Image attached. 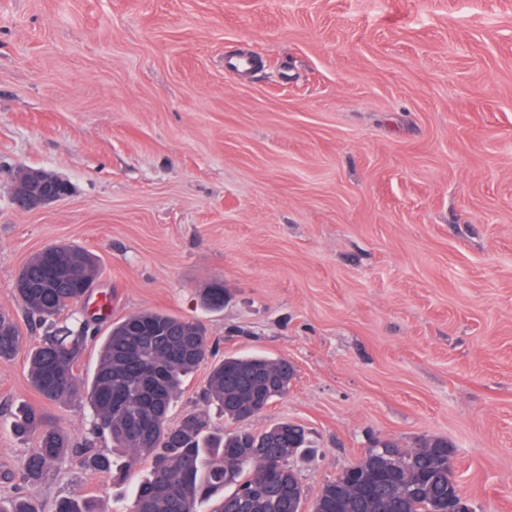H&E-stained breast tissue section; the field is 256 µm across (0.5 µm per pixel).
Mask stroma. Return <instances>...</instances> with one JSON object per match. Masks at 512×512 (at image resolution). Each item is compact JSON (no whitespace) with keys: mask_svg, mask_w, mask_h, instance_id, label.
<instances>
[{"mask_svg":"<svg viewBox=\"0 0 512 512\" xmlns=\"http://www.w3.org/2000/svg\"><path fill=\"white\" fill-rule=\"evenodd\" d=\"M242 49L259 68L225 74ZM23 167L70 196L19 210ZM55 244L101 266L76 317L164 311L215 359L293 364L250 426L306 428L308 499L374 440L436 435L474 512H512V0H0V314L33 344L14 283ZM207 375L170 421L232 430ZM28 406L84 441L87 405L43 400L26 353L0 362V498L125 512L146 466L23 482Z\"/></svg>","mask_w":512,"mask_h":512,"instance_id":"stroma-1","label":"stroma"}]
</instances>
